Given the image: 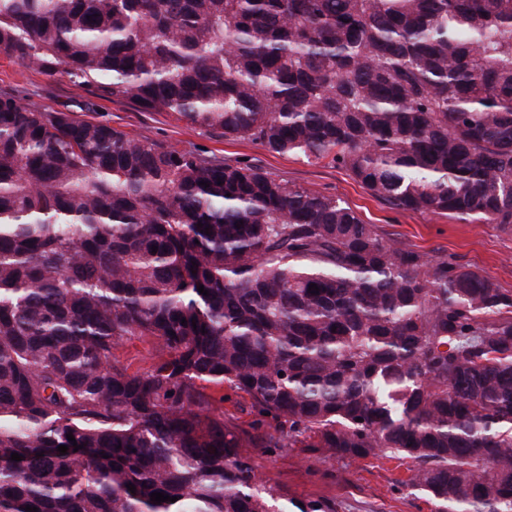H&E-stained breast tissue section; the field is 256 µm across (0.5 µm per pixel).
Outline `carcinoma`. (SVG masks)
<instances>
[{
	"label": "carcinoma",
	"mask_w": 512,
	"mask_h": 512,
	"mask_svg": "<svg viewBox=\"0 0 512 512\" xmlns=\"http://www.w3.org/2000/svg\"><path fill=\"white\" fill-rule=\"evenodd\" d=\"M0 56L512 230V0H0ZM134 337L160 355L131 372ZM294 444L396 460L431 512H512V289L260 168L0 95V512H335L243 453ZM158 353L149 338L137 337L113 350V358L129 366V371L146 369L157 359ZM221 393H224V404L221 405V410L224 411V419L228 420L229 425L238 430L254 433L256 428L269 429V424H273L270 418L258 415L250 407L247 396L236 393L226 386Z\"/></svg>",
	"instance_id": "obj_1"
}]
</instances>
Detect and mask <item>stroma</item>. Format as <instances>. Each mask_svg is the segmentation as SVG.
<instances>
[{"label": "stroma", "instance_id": "1", "mask_svg": "<svg viewBox=\"0 0 512 512\" xmlns=\"http://www.w3.org/2000/svg\"><path fill=\"white\" fill-rule=\"evenodd\" d=\"M0 93L12 94L78 119L109 124L134 138L165 149L190 151L213 163H242L322 195L343 200L360 218L390 237L429 254H448L475 266L498 284L512 289V231L498 225L464 222L446 215L396 209L372 197L342 168L327 162L308 163L295 155L272 154L247 140L201 129L165 112H147L125 102L96 99L88 87L65 78H49L0 58ZM262 480L288 500L334 503L336 512H430L423 499L400 485L403 469L377 457L355 461L322 460L304 448L273 453L248 451Z\"/></svg>", "mask_w": 512, "mask_h": 512}]
</instances>
